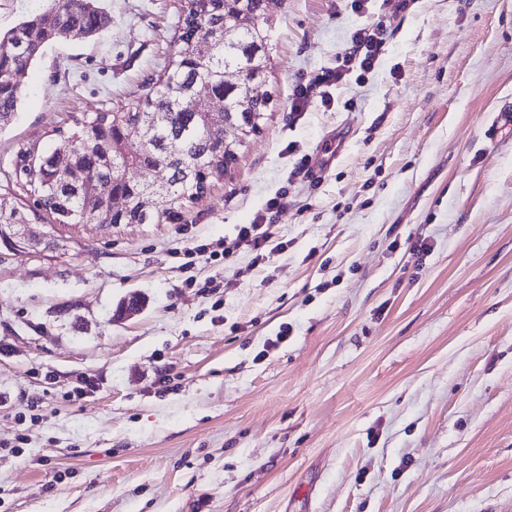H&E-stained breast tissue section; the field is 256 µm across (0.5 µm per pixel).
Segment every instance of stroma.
I'll list each match as a JSON object with an SVG mask.
<instances>
[{
  "label": "stroma",
  "instance_id": "stroma-1",
  "mask_svg": "<svg viewBox=\"0 0 512 512\" xmlns=\"http://www.w3.org/2000/svg\"><path fill=\"white\" fill-rule=\"evenodd\" d=\"M182 3L104 0L102 34L24 70L1 205L19 148L137 100ZM377 22L375 71L291 120ZM263 26L261 129L182 218L0 242V512H512V127L484 136L512 0H268ZM283 186L254 263L238 227Z\"/></svg>",
  "mask_w": 512,
  "mask_h": 512
}]
</instances>
